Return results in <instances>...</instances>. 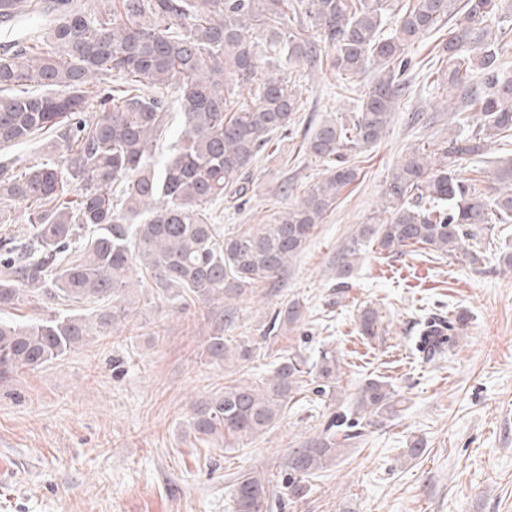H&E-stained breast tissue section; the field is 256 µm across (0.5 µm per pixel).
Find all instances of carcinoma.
<instances>
[{
    "label": "carcinoma",
    "mask_w": 512,
    "mask_h": 512,
    "mask_svg": "<svg viewBox=\"0 0 512 512\" xmlns=\"http://www.w3.org/2000/svg\"><path fill=\"white\" fill-rule=\"evenodd\" d=\"M32 0H0V18L27 11ZM61 0L50 41L19 46L0 57V149L46 136L54 155L20 165L0 161V203L24 206L29 235L0 247V382L36 370L108 336L128 321L131 288L149 280L158 297L210 308L201 355L211 363L252 359L250 342L224 330L235 303L273 283L305 247L316 225L359 177L348 153L386 135L398 98L415 68L408 48L452 21L428 72L453 113L448 137L410 150L386 177L382 211L364 224L341 255L336 276L353 271L358 245L398 254L419 247L470 265L466 246L486 225L512 221V158L492 169L466 163L512 131V74L503 57L512 47V0H119L104 12L75 11ZM394 19V25L387 21ZM327 50L331 56L322 54ZM330 67L342 87L372 74L352 118L328 117L303 141L304 153L325 166L324 177L273 223L226 234L212 207L224 195L245 197L249 169L271 135L293 133L301 110L287 71ZM249 86L250 101L231 107L224 76ZM117 83L104 97L88 94L105 78ZM177 93L183 132L173 153L155 161V146ZM493 191L489 200L479 185ZM67 302L95 305L85 314H55ZM32 305L45 312L16 321L9 311ZM300 301L273 310L265 339L302 325ZM359 334L382 328L376 308L364 306ZM336 351L308 362L281 354L270 376L231 380L190 407L189 432L224 451L275 426L304 383L336 395ZM395 390L371 378L353 406L338 407L321 433L288 453L287 498H302L309 481L335 464L345 446L397 412ZM274 485L264 471L235 476L234 512H269Z\"/></svg>",
    "instance_id": "obj_1"
}]
</instances>
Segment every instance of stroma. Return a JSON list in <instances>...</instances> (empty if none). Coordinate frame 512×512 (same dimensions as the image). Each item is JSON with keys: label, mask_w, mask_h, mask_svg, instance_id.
Wrapping results in <instances>:
<instances>
[{"label": "stroma", "mask_w": 512, "mask_h": 512, "mask_svg": "<svg viewBox=\"0 0 512 512\" xmlns=\"http://www.w3.org/2000/svg\"><path fill=\"white\" fill-rule=\"evenodd\" d=\"M57 12L0 20V52L46 40ZM302 127L349 116L351 95L330 71L302 73ZM441 93L414 83L396 107L386 136L352 150L360 170L305 250L276 287L259 286L238 301L232 331L258 340L272 307L299 300L303 325L250 363L221 366L200 357L205 309L160 303L150 286L135 288L133 312L118 332L78 347L62 360L0 383V512H232V473L263 469L280 481L289 451L319 434L325 402L304 386L278 423L237 451L187 436L191 403L237 379L266 376L282 350L317 355L335 348L337 399L350 403L369 378L391 383L397 414L351 444L301 499H273L270 512H512V272L500 255L512 246V223L492 224L472 246L475 265L407 248L389 256L366 246L347 284L334 264L360 225L382 221L383 182L415 145L448 132ZM279 158L258 161L244 202L214 208L225 230L272 222L287 199L320 181L321 163L282 143ZM380 312L384 330L360 336L358 312ZM465 317L442 352L419 345L428 321ZM162 339H155V327ZM421 440L424 451L407 450Z\"/></svg>", "instance_id": "35a3bbf8"}]
</instances>
